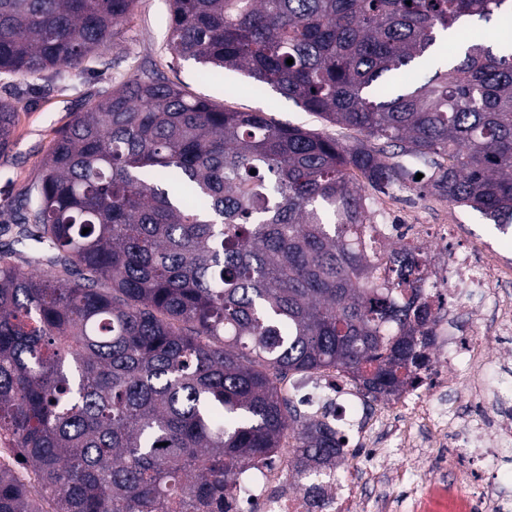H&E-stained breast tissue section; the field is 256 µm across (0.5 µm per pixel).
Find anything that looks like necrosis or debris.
Wrapping results in <instances>:
<instances>
[{
  "label": "necrosis or debris",
  "instance_id": "obj_1",
  "mask_svg": "<svg viewBox=\"0 0 512 512\" xmlns=\"http://www.w3.org/2000/svg\"><path fill=\"white\" fill-rule=\"evenodd\" d=\"M456 224H388V242L410 243L425 254L428 282L445 283L454 298L447 315L434 327L436 354L428 365L427 378L407 389L399 399L402 425L395 435L399 447L417 450L423 444L442 447L457 443L470 459H496L512 464V390H490L489 369L512 380V369L496 365L483 343L496 337L512 345V258L485 257L482 246L459 245ZM479 298L480 319H470L467 302ZM470 386L474 410L462 416L448 406V392L460 381ZM327 417L343 433L366 437L387 426L384 416L369 415L361 404L341 402L329 406ZM349 458H339L317 477L297 481L288 473L286 450L272 461L239 472L233 498L236 504L253 505L256 512H367V504L342 472ZM461 480L473 490L471 496L449 494L441 484H430L407 501V512H512V496L502 492L497 479L475 480L464 471Z\"/></svg>",
  "mask_w": 512,
  "mask_h": 512
}]
</instances>
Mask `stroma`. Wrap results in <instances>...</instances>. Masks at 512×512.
Instances as JSON below:
<instances>
[{
    "mask_svg": "<svg viewBox=\"0 0 512 512\" xmlns=\"http://www.w3.org/2000/svg\"><path fill=\"white\" fill-rule=\"evenodd\" d=\"M168 0H138L129 19L120 27L113 44L88 59L82 70L65 67L44 72L39 78L0 75V98H19L8 148L0 152V219L9 220L13 208L39 176L57 132L72 121L87 103L107 88L120 84L144 68H155L166 80L189 93L211 99L230 109L263 111L275 121L310 130H331L346 137V130L327 128L317 116L303 111L275 91L254 93L250 78L232 72L204 80L195 61L176 56L168 43ZM376 204L390 205L395 217L416 214L425 224H459L462 243L486 238V216L468 207L449 204L437 196L419 197L409 190L376 194ZM468 460L455 448H429L418 469L406 468L399 450H392L386 469L403 478L388 492L401 500L421 484L449 476L454 467Z\"/></svg>",
    "mask_w": 512,
    "mask_h": 512,
    "instance_id": "35a3bbf8",
    "label": "stroma"
}]
</instances>
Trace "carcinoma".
Masks as SVG:
<instances>
[{"label":"carcinoma","instance_id":"obj_1","mask_svg":"<svg viewBox=\"0 0 512 512\" xmlns=\"http://www.w3.org/2000/svg\"><path fill=\"white\" fill-rule=\"evenodd\" d=\"M137 2L0 0V75L80 66ZM506 4L169 0L170 45L203 77L241 72L355 136L153 71L58 132L0 251V512H226L234 475L275 449L308 475L343 451L288 375L332 371L374 401L424 381L444 297L367 189L511 218L512 47L474 34L428 82L385 79ZM15 112L0 99V152Z\"/></svg>","mask_w":512,"mask_h":512}]
</instances>
